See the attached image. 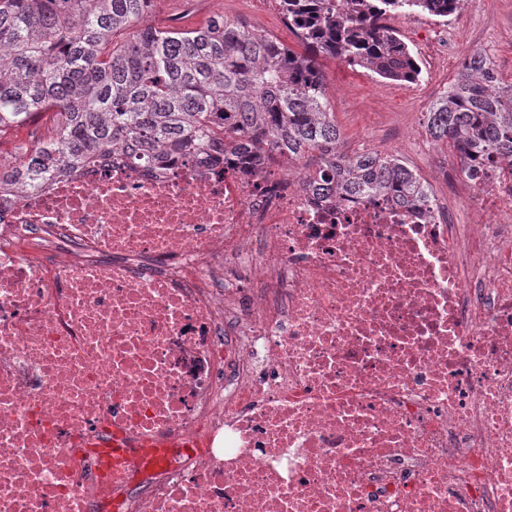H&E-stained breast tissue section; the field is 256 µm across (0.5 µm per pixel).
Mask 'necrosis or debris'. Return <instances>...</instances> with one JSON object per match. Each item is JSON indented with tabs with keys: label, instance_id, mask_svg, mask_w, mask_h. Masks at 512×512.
<instances>
[{
	"label": "necrosis or debris",
	"instance_id": "obj_1",
	"mask_svg": "<svg viewBox=\"0 0 512 512\" xmlns=\"http://www.w3.org/2000/svg\"><path fill=\"white\" fill-rule=\"evenodd\" d=\"M435 174L0 187V512H512V170ZM116 427L174 453L101 478Z\"/></svg>",
	"mask_w": 512,
	"mask_h": 512
}]
</instances>
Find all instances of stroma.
<instances>
[{"instance_id": "35a3bbf8", "label": "stroma", "mask_w": 512, "mask_h": 512, "mask_svg": "<svg viewBox=\"0 0 512 512\" xmlns=\"http://www.w3.org/2000/svg\"><path fill=\"white\" fill-rule=\"evenodd\" d=\"M217 13L243 21L256 32L273 35L293 50L301 48L276 0H154L148 22L165 29L201 24ZM419 19L415 13L395 24L424 64L419 81L383 79L339 58L324 59L323 68L326 97L342 134L340 151L398 155L428 182L432 179L429 157L416 146L417 138L427 130V115L416 93L425 90L428 100H436L462 60L479 47L492 57L503 78L512 77V0H497L487 33L478 42L469 33L459 32L450 44H433L424 36Z\"/></svg>"}]
</instances>
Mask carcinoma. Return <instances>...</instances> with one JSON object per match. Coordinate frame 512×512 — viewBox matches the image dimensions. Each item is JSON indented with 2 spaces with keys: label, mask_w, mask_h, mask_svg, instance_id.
Listing matches in <instances>:
<instances>
[{
  "label": "carcinoma",
  "mask_w": 512,
  "mask_h": 512,
  "mask_svg": "<svg viewBox=\"0 0 512 512\" xmlns=\"http://www.w3.org/2000/svg\"><path fill=\"white\" fill-rule=\"evenodd\" d=\"M463 0H278L297 52L238 20L157 29L153 0H0V135L59 112L50 135L19 147L5 181L23 194L122 155L132 167L213 163L211 143L255 174L270 153L317 167L306 185L336 198L391 196L427 205L429 187L399 158L345 155L319 58L416 82L408 44L378 21L424 12L446 19ZM436 142L465 162L512 167V80L472 53L427 112Z\"/></svg>",
  "instance_id": "1"
}]
</instances>
